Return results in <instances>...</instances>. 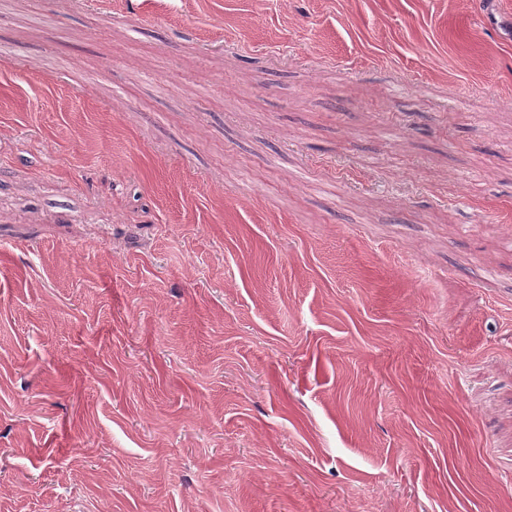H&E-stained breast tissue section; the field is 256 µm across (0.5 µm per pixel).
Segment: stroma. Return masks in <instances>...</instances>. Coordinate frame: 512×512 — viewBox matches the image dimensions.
Returning a JSON list of instances; mask_svg holds the SVG:
<instances>
[{"mask_svg":"<svg viewBox=\"0 0 512 512\" xmlns=\"http://www.w3.org/2000/svg\"><path fill=\"white\" fill-rule=\"evenodd\" d=\"M0 512H512V0H0Z\"/></svg>","mask_w":512,"mask_h":512,"instance_id":"35a3bbf8","label":"stroma"}]
</instances>
